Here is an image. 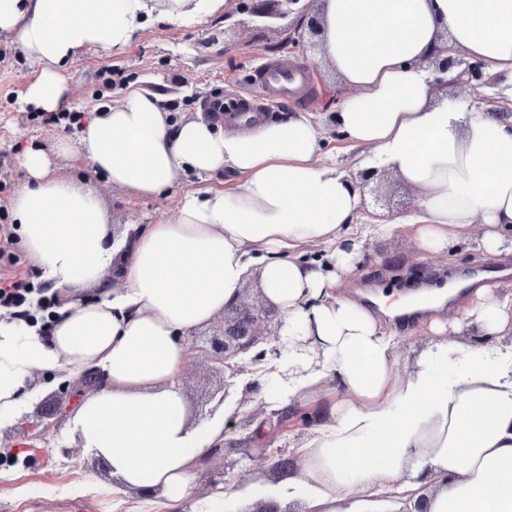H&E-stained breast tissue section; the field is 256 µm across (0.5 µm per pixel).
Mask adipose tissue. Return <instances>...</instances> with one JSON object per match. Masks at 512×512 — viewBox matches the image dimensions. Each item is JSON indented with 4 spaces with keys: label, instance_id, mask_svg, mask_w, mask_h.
Here are the masks:
<instances>
[{
    "label": "adipose tissue",
    "instance_id": "1",
    "mask_svg": "<svg viewBox=\"0 0 512 512\" xmlns=\"http://www.w3.org/2000/svg\"><path fill=\"white\" fill-rule=\"evenodd\" d=\"M228 0H0L11 33L39 67L25 104L53 112L66 64L85 51L130 46L149 23L189 28ZM322 51L341 80L333 118L354 168H387L418 192L407 215L359 223L353 179L324 147L310 113L249 127L173 120L166 96L127 89L75 121V138L28 147L27 180L4 207L27 258L55 287L92 286L94 303L56 309L48 325L0 310V430L16 425L39 375L96 370L69 420L104 459L116 492L151 489L178 512L194 470L224 437L192 429L178 382L185 338L234 304L252 270L279 314V339L251 362L259 400L309 412L297 464L275 485L217 489L213 512H249L254 498L302 512H401L436 482L429 512H512V293L472 292L456 319L430 320L424 348L404 362L396 333L343 297L368 238L397 231L428 254L481 225L486 255L512 252V117L449 102L433 82L436 50L463 53L512 103V0H322ZM78 153L112 185L142 197L191 174L229 171L232 186L185 193L176 219L132 227L113 242L102 199L56 176ZM124 266L123 285L107 271Z\"/></svg>",
    "mask_w": 512,
    "mask_h": 512
}]
</instances>
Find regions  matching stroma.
I'll use <instances>...</instances> for the list:
<instances>
[{"label":"stroma","mask_w":512,"mask_h":512,"mask_svg":"<svg viewBox=\"0 0 512 512\" xmlns=\"http://www.w3.org/2000/svg\"><path fill=\"white\" fill-rule=\"evenodd\" d=\"M245 3L232 0L230 11L190 28L158 21L124 50L77 56L66 67L69 90L61 101V111L92 114L131 86L162 91L179 119L205 111L208 100L217 95L230 99L245 91L252 102L263 104L269 99L267 89L259 84L246 85L245 80L259 63L285 59L301 66L309 78L307 88L298 93L295 109L313 115L326 147L341 148L331 120L332 97L340 80L324 62L321 48L314 46L308 34L301 48L291 49L288 30L293 26L292 18H258L247 13ZM15 44L12 35L0 34V46L9 50L7 57L0 58V154L7 156L0 165V201L24 184L18 156L25 146L35 143L49 147L67 135L62 125L47 123L45 113L22 103L21 93L37 76L38 68L16 51ZM57 174L66 179H86L101 197L110 225L120 231L131 224L172 222L185 192L226 187L231 181L226 172L202 180L193 177L167 196L154 198L138 197L112 186L106 177L90 173L76 155L61 160ZM362 197L364 212L392 214L413 211L418 193L395 174L384 172L364 186ZM478 238V233H471L469 239L439 254L420 251L404 233L371 239L366 245L370 261L349 273L341 293L363 302L393 291L427 292L455 280L505 282L507 274H512V252L485 256L476 247ZM4 274L41 289L50 309L72 301L90 302L99 295L93 287L61 290L43 280L29 264L8 213L0 210V276ZM218 326L214 320L196 330L197 350L179 381L191 409V422L206 426L226 404H241L240 425L226 439L247 449L253 463L250 470L235 473L233 481L247 485L275 482L277 475L267 459L287 446L288 435L273 420L264 442L253 444L250 427L259 402L247 387L245 373L221 374L214 371L209 359V339ZM66 382L65 375H58L17 425L0 430V512H162L135 492L116 509L111 496L83 490L87 475L108 485L112 474L104 461L83 453L68 433L66 418L56 415L58 391Z\"/></svg>","instance_id":"1"}]
</instances>
